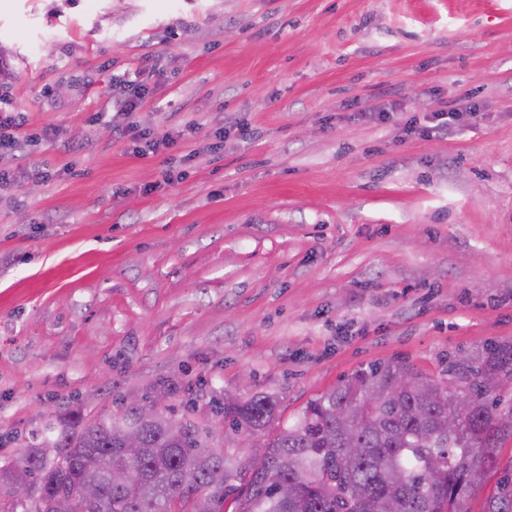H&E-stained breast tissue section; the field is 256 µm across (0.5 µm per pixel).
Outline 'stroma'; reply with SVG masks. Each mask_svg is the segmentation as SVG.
<instances>
[{"mask_svg":"<svg viewBox=\"0 0 512 512\" xmlns=\"http://www.w3.org/2000/svg\"><path fill=\"white\" fill-rule=\"evenodd\" d=\"M144 66L135 118L199 122L186 162L112 134ZM0 94L30 136L0 152V458L170 383L162 411L245 457L215 398L285 424L371 362L512 344V0H0ZM464 95L478 117L407 132ZM224 117L252 137L214 154ZM145 68L125 72L122 76H116L114 86L113 103L118 113L130 118L141 105L148 92V78L151 72L147 73ZM152 76V75H151Z\"/></svg>","mask_w":512,"mask_h":512,"instance_id":"35a3bbf8","label":"stroma"}]
</instances>
